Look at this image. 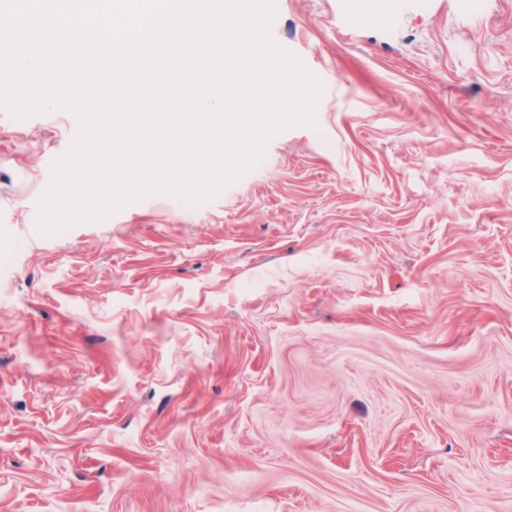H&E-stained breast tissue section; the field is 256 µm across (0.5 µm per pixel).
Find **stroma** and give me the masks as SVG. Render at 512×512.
Returning <instances> with one entry per match:
<instances>
[{"instance_id": "stroma-1", "label": "stroma", "mask_w": 512, "mask_h": 512, "mask_svg": "<svg viewBox=\"0 0 512 512\" xmlns=\"http://www.w3.org/2000/svg\"><path fill=\"white\" fill-rule=\"evenodd\" d=\"M316 127L36 226L0 111V512H512V0H276Z\"/></svg>"}]
</instances>
